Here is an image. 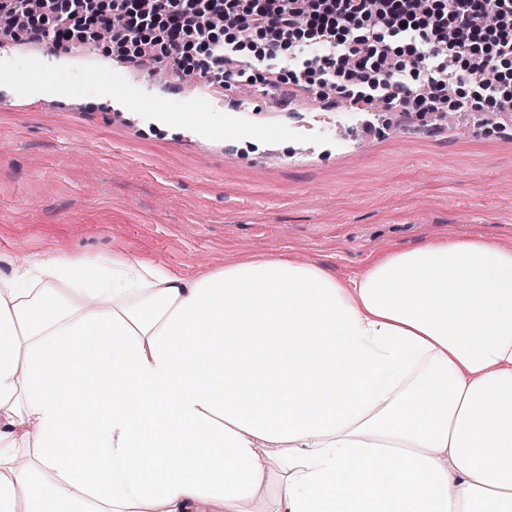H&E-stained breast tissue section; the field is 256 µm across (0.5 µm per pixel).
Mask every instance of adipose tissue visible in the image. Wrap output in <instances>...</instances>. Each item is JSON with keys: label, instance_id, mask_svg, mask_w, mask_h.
I'll return each mask as SVG.
<instances>
[{"label": "adipose tissue", "instance_id": "ef3b65f1", "mask_svg": "<svg viewBox=\"0 0 512 512\" xmlns=\"http://www.w3.org/2000/svg\"><path fill=\"white\" fill-rule=\"evenodd\" d=\"M274 475V512H512V250L0 274V512H246Z\"/></svg>", "mask_w": 512, "mask_h": 512}]
</instances>
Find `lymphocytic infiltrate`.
<instances>
[{"label":"lymphocytic infiltrate","mask_w":512,"mask_h":512,"mask_svg":"<svg viewBox=\"0 0 512 512\" xmlns=\"http://www.w3.org/2000/svg\"><path fill=\"white\" fill-rule=\"evenodd\" d=\"M92 5L0 0V36L37 33L68 47ZM97 24L134 65L176 63L195 45L200 77L228 86L243 75L241 35L253 31L266 38L255 78L273 92L291 83L415 118L512 112V0H112Z\"/></svg>","instance_id":"1"}]
</instances>
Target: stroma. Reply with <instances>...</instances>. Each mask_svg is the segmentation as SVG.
<instances>
[{
    "label": "stroma",
    "instance_id": "1",
    "mask_svg": "<svg viewBox=\"0 0 512 512\" xmlns=\"http://www.w3.org/2000/svg\"><path fill=\"white\" fill-rule=\"evenodd\" d=\"M151 79L154 114L136 132L112 121L93 87L78 112L38 109L34 92L0 106V272L56 250L128 253L187 277L282 253L345 281L388 242L512 249L510 113L487 134L476 114L432 126L378 111L372 137L354 144L308 93L281 88L296 96L297 126L245 81L240 91L258 97L250 111L211 112L224 134L197 142L196 117L167 120L192 89L172 66ZM267 124L283 133L272 145Z\"/></svg>",
    "mask_w": 512,
    "mask_h": 512
}]
</instances>
